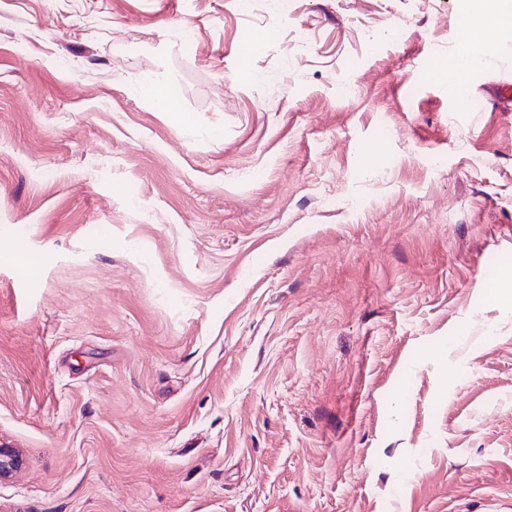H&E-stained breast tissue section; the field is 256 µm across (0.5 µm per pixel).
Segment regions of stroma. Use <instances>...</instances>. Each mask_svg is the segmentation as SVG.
Here are the masks:
<instances>
[{
	"label": "stroma",
	"instance_id": "35a3bbf8",
	"mask_svg": "<svg viewBox=\"0 0 512 512\" xmlns=\"http://www.w3.org/2000/svg\"><path fill=\"white\" fill-rule=\"evenodd\" d=\"M85 2L0 0V512H512V31ZM468 17L472 20L473 31L468 33L464 48L448 66L442 69L448 74L449 84H454L457 76L468 69L477 67L493 50V43L485 37L490 30L512 28V2L510 0H468ZM24 458L18 448L7 444H0V480L15 475L23 466Z\"/></svg>",
	"mask_w": 512,
	"mask_h": 512
}]
</instances>
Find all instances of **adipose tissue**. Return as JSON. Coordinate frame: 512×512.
Masks as SVG:
<instances>
[{"label": "adipose tissue", "mask_w": 512, "mask_h": 512, "mask_svg": "<svg viewBox=\"0 0 512 512\" xmlns=\"http://www.w3.org/2000/svg\"><path fill=\"white\" fill-rule=\"evenodd\" d=\"M473 30L463 49L446 66L449 81H456L463 71L477 67L493 50L487 31L512 28V0H468Z\"/></svg>", "instance_id": "adipose-tissue-1"}]
</instances>
